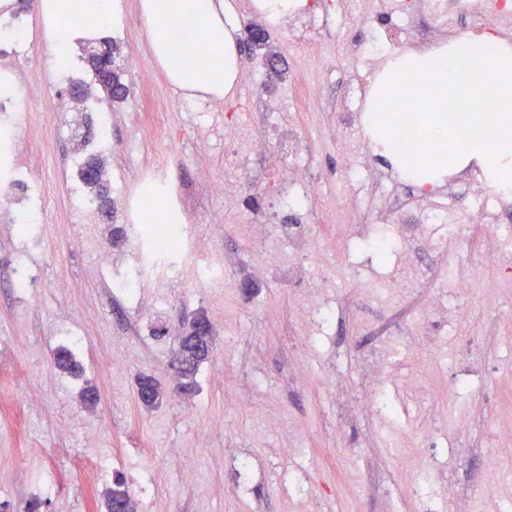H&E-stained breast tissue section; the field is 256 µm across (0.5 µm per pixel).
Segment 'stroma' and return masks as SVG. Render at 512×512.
<instances>
[{
  "mask_svg": "<svg viewBox=\"0 0 512 512\" xmlns=\"http://www.w3.org/2000/svg\"><path fill=\"white\" fill-rule=\"evenodd\" d=\"M139 3L121 0L127 97L111 100L92 71L83 77L89 115L111 113V220L76 221L65 159L78 146L55 129L70 98L52 80L46 40L36 39L27 65L47 91L25 101L36 120L11 141L40 171L38 217L0 212V512H108L119 480L137 512H512V297L470 263L463 276L477 310L448 327L436 225L393 241L381 260L371 242L349 244L365 213L339 228L313 198L300 248L271 215L284 189L282 148L258 122L259 101L275 102L274 125L292 126L311 166L331 173L327 191L354 199L334 180L346 160L339 88L326 74L344 63L335 45L295 44L253 0H227L233 18L268 37L242 49L233 94L204 98L196 112L155 62ZM310 53L324 76L305 73L295 89L290 69ZM229 123L239 129L235 151ZM158 175L183 196L182 266L223 263V280L175 283L162 263L144 261L135 198ZM415 256L429 259L428 274L411 292L393 291ZM28 269L36 276L24 286ZM132 274L148 282L135 300L117 285ZM315 299L331 325L312 323ZM427 304L434 312L420 318ZM199 316L212 324L213 348L183 393L171 350ZM473 336L484 352L478 369L462 358ZM63 346L80 373L54 365ZM143 375L167 392L151 410L137 398ZM88 387L98 394L91 406L81 399ZM89 456L100 469H86Z\"/></svg>",
  "mask_w": 512,
  "mask_h": 512,
  "instance_id": "35a3bbf8",
  "label": "stroma"
}]
</instances>
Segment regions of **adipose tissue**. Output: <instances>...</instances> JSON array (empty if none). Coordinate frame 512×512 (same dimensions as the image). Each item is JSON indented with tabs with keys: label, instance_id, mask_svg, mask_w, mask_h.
I'll return each mask as SVG.
<instances>
[{
	"label": "adipose tissue",
	"instance_id": "ef3b65f1",
	"mask_svg": "<svg viewBox=\"0 0 512 512\" xmlns=\"http://www.w3.org/2000/svg\"><path fill=\"white\" fill-rule=\"evenodd\" d=\"M41 8L60 59L87 37L86 20L97 22L101 33L122 24L116 0H43ZM140 17L174 86L216 98L233 93L240 47L224 0H141ZM488 96L496 111L476 110V99ZM365 112L374 150L419 184L438 186L477 166L491 183L512 188V41L460 33L430 49L391 53ZM413 128L427 144L420 160L407 139Z\"/></svg>",
	"mask_w": 512,
	"mask_h": 512
}]
</instances>
